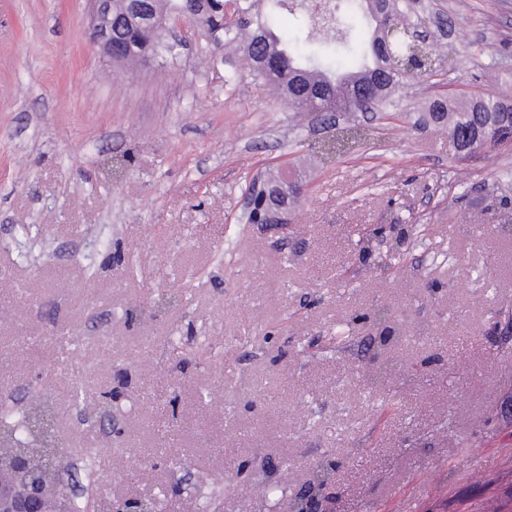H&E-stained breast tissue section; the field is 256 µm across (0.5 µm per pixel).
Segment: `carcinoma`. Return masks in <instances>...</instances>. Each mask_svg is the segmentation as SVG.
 <instances>
[{"label":"carcinoma","instance_id":"obj_1","mask_svg":"<svg viewBox=\"0 0 512 512\" xmlns=\"http://www.w3.org/2000/svg\"><path fill=\"white\" fill-rule=\"evenodd\" d=\"M266 0H235V19L229 20L227 0H146L147 19H127L128 0H112V63L125 65L142 54L168 52L166 25L174 9L190 16L209 57L240 49L250 71L263 79L288 105L301 112H361L392 106V95L416 78L392 64L407 53L402 31L421 24L413 0H355L348 14L373 24L367 30L369 57L355 69L340 59L353 52L346 44L349 25L336 26L326 45L334 58L313 68L299 63L300 52L279 31L278 17L264 9ZM428 119L448 125L451 138L476 148L493 147L512 136V105L488 96L450 98L438 95L429 105Z\"/></svg>","mask_w":512,"mask_h":512}]
</instances>
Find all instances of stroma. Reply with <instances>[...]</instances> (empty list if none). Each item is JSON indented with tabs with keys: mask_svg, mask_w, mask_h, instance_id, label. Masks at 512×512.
Segmentation results:
<instances>
[{
	"mask_svg": "<svg viewBox=\"0 0 512 512\" xmlns=\"http://www.w3.org/2000/svg\"><path fill=\"white\" fill-rule=\"evenodd\" d=\"M424 4L444 69L349 115L296 111L192 34L118 72L87 0H0V397L27 405L50 367L79 384L63 479L95 477L105 512L308 491L317 512H512V324L492 317L512 146L466 156L421 121L445 86L512 103V0ZM281 163L308 185L288 228L240 223Z\"/></svg>",
	"mask_w": 512,
	"mask_h": 512,
	"instance_id": "obj_1",
	"label": "stroma"
}]
</instances>
